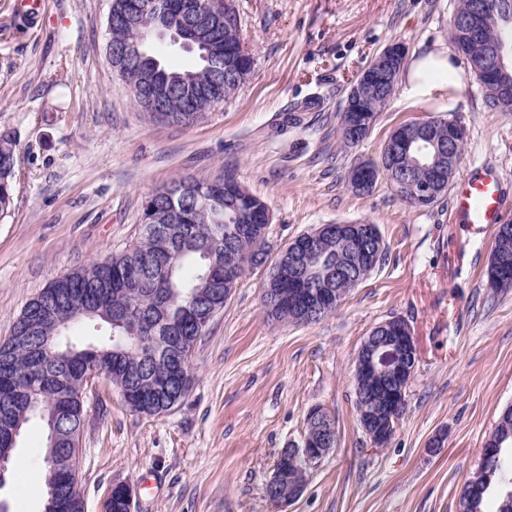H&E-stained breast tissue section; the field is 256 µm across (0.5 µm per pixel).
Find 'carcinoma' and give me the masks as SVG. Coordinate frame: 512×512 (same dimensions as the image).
Segmentation results:
<instances>
[{"label": "carcinoma", "instance_id": "1", "mask_svg": "<svg viewBox=\"0 0 512 512\" xmlns=\"http://www.w3.org/2000/svg\"><path fill=\"white\" fill-rule=\"evenodd\" d=\"M180 0H112L107 20L108 46L146 38L156 10L169 8L170 19L179 23L173 6ZM489 37L507 50H512V21L499 19L489 30ZM221 55H244L239 28L219 25L213 31ZM141 62L129 66L126 73L134 77L139 71L153 69L159 78L175 84L191 81L198 89L211 85L207 56L209 49L196 47L191 54L195 67L173 70L146 47ZM470 73L481 83L490 107L499 112H512V102L504 103L496 95L493 84L483 80L481 60L476 48L464 47ZM232 78L224 79L221 88L209 92L195 103L197 112L188 111L190 103L173 93L166 100L164 112H155L149 103L134 96L136 105L150 121L179 127H192L205 120L206 110L220 105L238 90ZM15 179V143L0 139V219L7 216L13 205ZM192 191L170 198L156 188L147 199L148 209L142 211L148 221H140L139 238L104 263L93 262L50 282L26 304L30 308L41 300L52 305L50 315L33 330L25 315L13 324L9 338L0 344V389L11 388L15 393L14 418H19L26 404L39 406L45 415L59 414L63 441L60 450L79 457L80 434L86 400L82 385L86 374L100 369L110 377L112 385L136 390L128 402L131 410L150 416L161 414L159 401L179 397L180 384L170 380V365L175 363L179 349L193 354L197 339L206 328L203 316L214 307H224V294L233 292L239 279L255 267L252 259L259 248V235L266 224L255 210L258 198L252 193L233 192L236 177L226 170L214 177L189 178ZM242 224H251L256 232L243 233ZM492 254L512 259V223L497 227ZM308 265L317 276L336 266L356 268L352 274L334 284L343 294L364 282L372 273L369 266L353 253L343 239L322 237L309 256ZM267 313L293 324L317 323L335 311L330 307L300 317L284 308L279 297L263 294ZM87 321L97 324L100 337L93 348L105 350L99 359L87 347L74 344L75 350L60 347L58 358H43L38 347L46 336H70ZM493 438L501 448L491 460L481 464L485 479L483 494L474 499L460 498L463 512H485L487 499L497 496V512L512 495V457L504 455L512 446V424L497 428ZM67 474L58 478L57 496L65 507L62 512H84L83 500L71 501L67 493Z\"/></svg>", "mask_w": 512, "mask_h": 512}]
</instances>
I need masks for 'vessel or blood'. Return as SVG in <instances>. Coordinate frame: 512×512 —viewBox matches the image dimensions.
Returning a JSON list of instances; mask_svg holds the SVG:
<instances>
[{"instance_id":"b4317fda","label":"vessel or blood","mask_w":512,"mask_h":512,"mask_svg":"<svg viewBox=\"0 0 512 512\" xmlns=\"http://www.w3.org/2000/svg\"><path fill=\"white\" fill-rule=\"evenodd\" d=\"M500 179L494 171L474 170L456 185L452 216L462 224H495L501 216Z\"/></svg>"}]
</instances>
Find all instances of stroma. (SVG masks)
Returning a JSON list of instances; mask_svg holds the SVG:
<instances>
[{
  "label": "stroma",
  "instance_id": "1",
  "mask_svg": "<svg viewBox=\"0 0 512 512\" xmlns=\"http://www.w3.org/2000/svg\"><path fill=\"white\" fill-rule=\"evenodd\" d=\"M0 0V138L16 144L11 214L0 221V342L51 280L132 244L156 187L232 169L267 204L280 249L322 224L377 225L386 254L319 323L269 318L264 268L246 272L198 340L191 386L172 411L129 409L116 387L89 393L77 473L85 512L133 489L134 512H459L464 484L512 404V289L487 285L496 228L458 224L451 197L412 208L379 179L351 192L346 175L379 160L400 123L454 117L467 136L460 171L489 168L512 222V112L490 108L457 56L462 86L409 96L405 81L375 128L341 149L338 114L370 60L391 42L407 53L447 43L455 0H231L254 59L233 99L191 128L150 122L106 53L111 0H47L18 21ZM63 84H55L57 74ZM406 320L419 361L388 446L372 448L355 409V356L370 330ZM320 407L335 448L284 507L265 485L283 448ZM48 431L26 423L0 500L42 512Z\"/></svg>",
  "mask_w": 512,
  "mask_h": 512
}]
</instances>
